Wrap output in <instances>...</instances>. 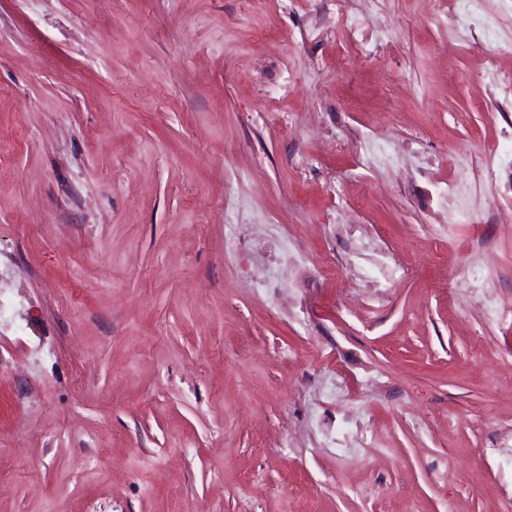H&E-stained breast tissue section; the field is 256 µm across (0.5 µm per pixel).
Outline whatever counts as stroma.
<instances>
[{
	"instance_id": "stroma-1",
	"label": "stroma",
	"mask_w": 512,
	"mask_h": 512,
	"mask_svg": "<svg viewBox=\"0 0 512 512\" xmlns=\"http://www.w3.org/2000/svg\"><path fill=\"white\" fill-rule=\"evenodd\" d=\"M509 12L0 0V512H498Z\"/></svg>"
}]
</instances>
